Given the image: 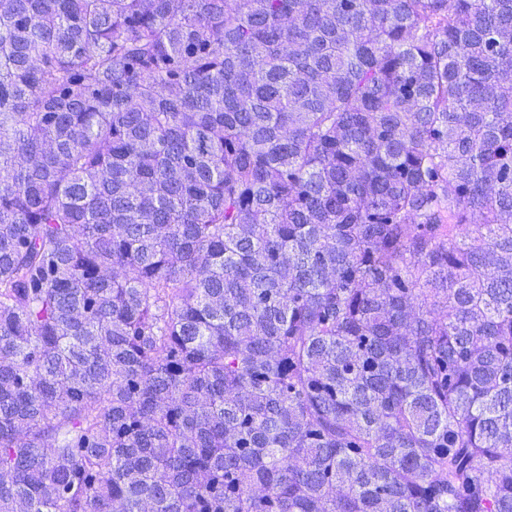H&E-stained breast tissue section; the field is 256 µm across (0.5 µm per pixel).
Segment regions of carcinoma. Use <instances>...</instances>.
Returning <instances> with one entry per match:
<instances>
[{
    "label": "carcinoma",
    "mask_w": 512,
    "mask_h": 512,
    "mask_svg": "<svg viewBox=\"0 0 512 512\" xmlns=\"http://www.w3.org/2000/svg\"><path fill=\"white\" fill-rule=\"evenodd\" d=\"M0 512H512V0H0Z\"/></svg>",
    "instance_id": "cac0c4a2"
}]
</instances>
